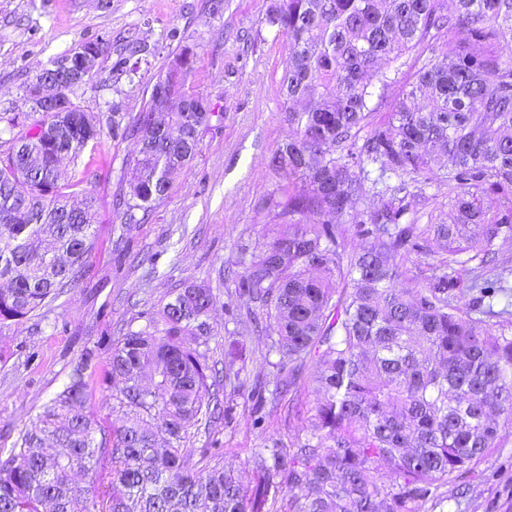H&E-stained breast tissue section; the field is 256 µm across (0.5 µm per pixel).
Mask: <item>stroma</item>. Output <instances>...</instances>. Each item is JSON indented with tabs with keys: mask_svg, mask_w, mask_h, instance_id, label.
<instances>
[{
	"mask_svg": "<svg viewBox=\"0 0 512 512\" xmlns=\"http://www.w3.org/2000/svg\"><path fill=\"white\" fill-rule=\"evenodd\" d=\"M272 4L224 0L216 14L210 0H0V116L30 111L25 89L39 64L95 40L105 45L96 73L69 94L84 111L138 115L156 76L188 45L194 84L218 113L195 159L144 222L125 223L112 205L135 139L104 133L68 165L75 193L98 200L96 246L77 282L0 330V448L12 447L72 369L101 375L128 327L144 325L170 292L201 281L215 295L207 356L221 365L237 355L244 369L220 393L223 415L184 453L215 441L226 460L241 462L301 430L286 410L259 404L256 382L270 371L266 339L245 323L246 305L234 293L240 246L254 243L260 225L280 221L270 197L283 177L270 158L292 133L280 92L291 42L266 23ZM121 57L123 70L115 66ZM444 493L443 506L426 512H512V438Z\"/></svg>",
	"mask_w": 512,
	"mask_h": 512,
	"instance_id": "stroma-1",
	"label": "stroma"
}]
</instances>
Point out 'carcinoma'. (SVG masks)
Returning a JSON list of instances; mask_svg holds the SVG:
<instances>
[{"label":"carcinoma","mask_w":512,"mask_h":512,"mask_svg":"<svg viewBox=\"0 0 512 512\" xmlns=\"http://www.w3.org/2000/svg\"><path fill=\"white\" fill-rule=\"evenodd\" d=\"M267 22L293 44L281 80L293 134L271 159L287 179L283 228L241 248L237 294L268 321L261 401L276 408L310 383L309 424L287 448L252 452L250 491L224 449L182 453L240 373L188 343L207 335L215 302L192 283L112 347L97 386L112 388L121 425L89 409L97 386L78 366L0 450V512H274L284 495L286 512H422L512 436V52L500 46L512 0H275ZM411 51L412 80L373 121L388 64ZM194 62L183 46L158 75L167 93L152 86L123 127L71 101L40 112L39 83L26 95L40 119L0 117V329L56 299L95 247L96 199L72 200L63 157L77 162L106 129L135 138L115 201L130 223L195 158L214 113L153 121L171 98L206 101ZM411 174L448 182V209L426 224ZM369 182L383 189L367 209Z\"/></svg>","instance_id":"cac0c4a2"}]
</instances>
